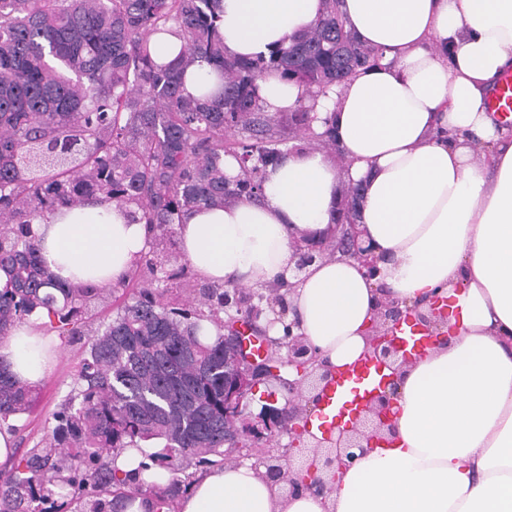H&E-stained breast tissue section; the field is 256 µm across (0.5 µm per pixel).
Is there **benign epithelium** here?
Here are the masks:
<instances>
[{
  "instance_id": "benign-epithelium-1",
  "label": "benign epithelium",
  "mask_w": 512,
  "mask_h": 512,
  "mask_svg": "<svg viewBox=\"0 0 512 512\" xmlns=\"http://www.w3.org/2000/svg\"><path fill=\"white\" fill-rule=\"evenodd\" d=\"M354 205H359V188L350 183L343 203L339 206L336 234L318 240L306 236L292 241L294 279L301 280L302 274L313 262L337 255L358 262L368 275H377L378 256L363 239L360 225L350 218L349 210ZM380 291L382 297L376 317L366 334L370 353L368 357L359 360V364H383L380 370L382 381L379 387L368 392L354 418H349V407L341 410L336 418L340 431L338 440L328 436L310 451L305 446L304 433L308 432L304 427L305 417L311 415L312 410L324 400L337 373L326 360L313 352V347L299 334L291 335L286 345V357L282 360L294 373V378L288 381V403L282 409L264 407L254 420L248 422L246 428L235 433L238 442H249L246 448L238 449V454L259 455L266 469L265 476L283 485L290 494H327L340 474L373 448L374 441L392 432L390 408L398 395L396 371L411 362L400 345L397 328L404 321L415 318L429 335H440L443 309L431 307L426 312L417 306L403 309L399 302L390 298L385 286H380ZM262 378L264 374L260 360L248 357L242 360L236 378L224 386V415L233 416L241 412L244 401ZM283 432L291 438L290 446L302 452V459L296 467L271 456L266 449L260 447V442ZM319 470L330 473L332 479L324 481L315 477Z\"/></svg>"
}]
</instances>
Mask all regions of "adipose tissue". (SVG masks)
<instances>
[{
	"label": "adipose tissue",
	"instance_id": "obj_1",
	"mask_svg": "<svg viewBox=\"0 0 512 512\" xmlns=\"http://www.w3.org/2000/svg\"><path fill=\"white\" fill-rule=\"evenodd\" d=\"M219 32L234 57H266L310 29L324 0H222ZM346 26L379 60L316 106L361 184L360 224L379 277L354 260H319L291 293L300 332L332 366L357 361L378 283L401 305L448 303V345L401 378L392 444L356 460L329 496L285 495L263 470L196 475L176 512H512V130L485 99L512 69V0H341ZM269 112L301 90L260 80ZM339 173L303 151L268 166L261 200L187 212L181 252L212 283L255 287L292 277L294 239L330 231ZM131 207L99 198L34 227L58 279L118 281L147 252ZM54 336L35 324L0 345L15 379L37 384Z\"/></svg>",
	"mask_w": 512,
	"mask_h": 512
}]
</instances>
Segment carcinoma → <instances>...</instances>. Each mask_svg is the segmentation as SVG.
Returning a JSON list of instances; mask_svg holds the SVG:
<instances>
[{
    "label": "carcinoma",
    "instance_id": "1",
    "mask_svg": "<svg viewBox=\"0 0 512 512\" xmlns=\"http://www.w3.org/2000/svg\"><path fill=\"white\" fill-rule=\"evenodd\" d=\"M221 0H0V340L36 313L45 334L83 341L54 425L0 466V512H125L137 495L175 512L193 474L232 456L243 415H224V384L236 360L223 313L254 311L252 296L197 278L176 248L177 225L199 206L262 194L267 166L314 142V106L289 116L265 110L258 81L277 74L318 96L379 55L359 43L325 0L316 25L267 58L224 53ZM176 29L183 52L155 58L150 40ZM204 62L219 81L183 94L186 70ZM240 173L224 175V157ZM106 196L133 204L149 226L148 252L108 286H71L47 268L32 224L62 207ZM112 307V319L101 308ZM217 339H200V322ZM33 388L0 363V425L28 412ZM142 466L169 473L166 486L135 483L112 454L144 448Z\"/></svg>",
    "mask_w": 512,
    "mask_h": 512
}]
</instances>
